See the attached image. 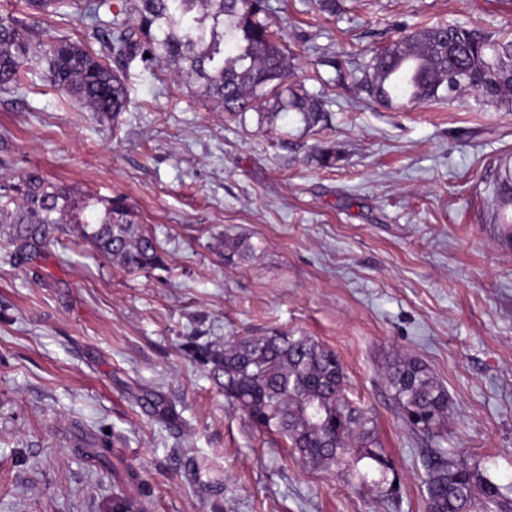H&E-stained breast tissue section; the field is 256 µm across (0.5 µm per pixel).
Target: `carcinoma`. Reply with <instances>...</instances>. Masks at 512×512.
Listing matches in <instances>:
<instances>
[{
  "label": "carcinoma",
  "instance_id": "obj_1",
  "mask_svg": "<svg viewBox=\"0 0 512 512\" xmlns=\"http://www.w3.org/2000/svg\"><path fill=\"white\" fill-rule=\"evenodd\" d=\"M103 3L77 0H25L30 14L74 8L91 17ZM269 0H131L130 19L118 34L93 51L67 37L32 35L14 17H0V91L22 88L27 66L44 65L49 82L65 100H76L96 114L117 118L130 102L129 87L111 63L139 59L163 62L174 78L233 119H245L257 102L272 96L276 107L300 115L312 129L323 119L321 94L291 82L287 46L272 31ZM361 82L379 103L417 106L453 103L474 93L484 103L512 112V37L492 38L464 25L399 30L398 38L375 52ZM16 209L3 220L16 225L11 243L21 254L44 246L42 226L76 224L83 240L122 270L168 271L157 238L134 221L122 197L97 209L80 206L69 190L27 172L15 188ZM495 224H512V167L503 162L496 188ZM204 369L224 396L237 404L253 428L278 437L305 462L318 467L363 466L388 484L390 463L374 436L371 411L351 404L346 376L336 353L308 336L273 333L243 336L222 344L189 342L182 349ZM385 379L406 426L436 443L425 462L426 512H512L505 487L476 465L454 459L441 422L448 392L423 362L399 356ZM112 512H148L135 498L117 499Z\"/></svg>",
  "mask_w": 512,
  "mask_h": 512
}]
</instances>
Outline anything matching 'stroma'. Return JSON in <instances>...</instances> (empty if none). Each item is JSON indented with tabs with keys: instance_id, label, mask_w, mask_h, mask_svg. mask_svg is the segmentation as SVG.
Returning a JSON list of instances; mask_svg holds the SVG:
<instances>
[{
	"instance_id": "1",
	"label": "stroma",
	"mask_w": 512,
	"mask_h": 512,
	"mask_svg": "<svg viewBox=\"0 0 512 512\" xmlns=\"http://www.w3.org/2000/svg\"><path fill=\"white\" fill-rule=\"evenodd\" d=\"M270 3L295 80L325 97L320 127L270 99L227 121L160 63H132L116 120L60 99L36 63L22 90L0 93V204L30 170L78 198L127 197L169 266L124 272L65 223L22 255L0 221V512H112L118 495L149 512H426L428 446L383 378L396 356L447 388L458 459L512 485V230L492 221L512 112L474 94L386 107L336 69L399 25L512 31V0H345L333 18L315 0ZM128 5L107 0L97 25L71 8L31 24L96 50ZM328 148L332 168L317 161ZM228 239L251 254L225 264ZM274 331L339 356L394 493L307 466L178 351ZM157 401L175 406L174 425ZM96 445L120 472L85 458Z\"/></svg>"
}]
</instances>
